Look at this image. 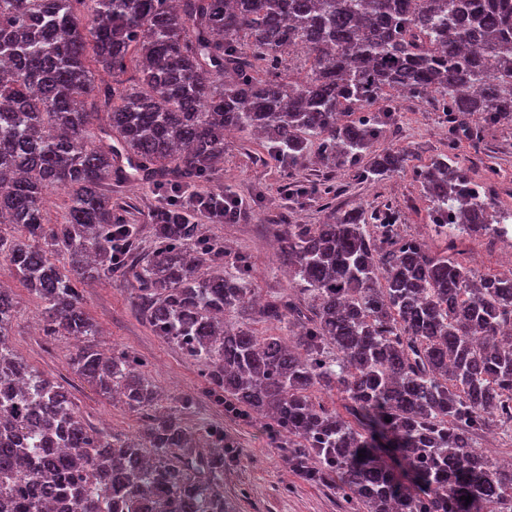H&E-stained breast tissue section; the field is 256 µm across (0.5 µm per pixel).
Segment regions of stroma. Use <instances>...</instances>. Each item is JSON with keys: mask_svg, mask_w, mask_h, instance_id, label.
Listing matches in <instances>:
<instances>
[{"mask_svg": "<svg viewBox=\"0 0 512 512\" xmlns=\"http://www.w3.org/2000/svg\"><path fill=\"white\" fill-rule=\"evenodd\" d=\"M448 121L427 101H403L386 132L387 144L407 148L417 165L430 163L446 149ZM457 154L473 180L490 190L502 211L512 210V125L487 129L481 144L467 136L457 138ZM262 148L245 133L228 138L224 162L205 180V188L224 191L242 200L243 217L233 224H212L203 216L195 223L206 235L224 243V263L247 257L251 263L250 286L262 299L288 293L291 283L280 263L275 243L282 230L274 217L288 210L295 224H321L327 219L317 199L308 190L320 179L321 167L310 164L287 171L273 160L258 161ZM330 175L342 190L338 202L372 212L393 202L402 213L401 235L423 240L429 251L439 252L444 241L428 223V202L412 171L380 182L359 180L353 169L336 167ZM136 201L140 211L131 215L143 245H150L152 227L146 211L160 204L157 194L135 183L112 187V200ZM458 246L478 271L505 270L503 241L492 234L461 236ZM133 284L122 279L101 280L82 288L86 311L100 325L107 344L140 357L148 377L163 393V411L176 414L188 427H223L234 444L232 456L224 460V494L237 512H344L331 485L302 481L288 463V439L275 434L268 421L248 414L231 416L208 391L204 366L189 358L178 346L151 331L136 315ZM21 316L14 324L9 345L15 353L46 376L67 388L75 406L94 426L109 434L132 435L144 426L140 416L122 402L103 396L95 384L76 374L69 359L75 351L70 339L47 340L36 333L40 316L36 301L21 285H14ZM193 405L182 408L183 398Z\"/></svg>", "mask_w": 512, "mask_h": 512, "instance_id": "obj_1", "label": "stroma"}]
</instances>
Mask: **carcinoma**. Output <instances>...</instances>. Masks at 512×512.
Returning a JSON list of instances; mask_svg holds the SVG:
<instances>
[{"mask_svg":"<svg viewBox=\"0 0 512 512\" xmlns=\"http://www.w3.org/2000/svg\"><path fill=\"white\" fill-rule=\"evenodd\" d=\"M292 51L309 64L302 77L284 73ZM2 67L0 265L36 300L47 339L86 338L72 369L146 419L124 438L89 425L4 343L19 309L0 288V496L15 512L57 499L71 512H233L224 430L198 437L159 409L137 357L95 341L79 286L114 274L133 280L156 335L206 364L212 394L270 418L300 478L339 482L355 512H512V467L474 445L493 422L512 427V269L431 253L399 233L395 207L338 209L322 182L327 221L279 238L310 304L272 297L260 316L291 339L260 336L224 323L251 301L247 259L199 272L224 248L180 204L224 160L229 127L290 171L404 172L409 153L384 145V128L401 99L429 96L448 117V153L417 170L433 231L503 223L454 150L459 128L476 138L512 122V0H0ZM100 67L112 83L95 85ZM90 101L107 115L96 128ZM114 178L161 197L145 252L130 210L112 205ZM51 187L67 200L48 226Z\"/></svg>","mask_w":512,"mask_h":512,"instance_id":"cac0c4a2","label":"carcinoma"}]
</instances>
